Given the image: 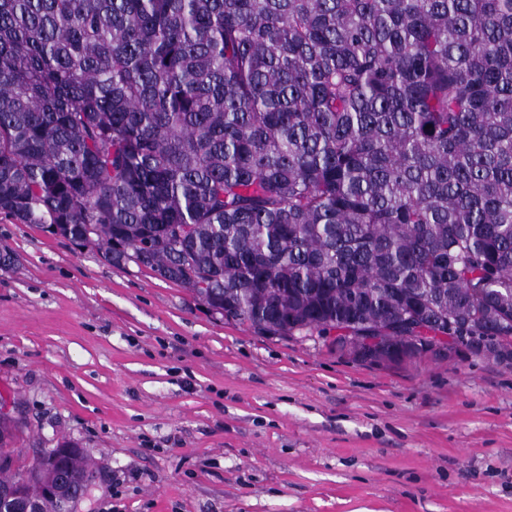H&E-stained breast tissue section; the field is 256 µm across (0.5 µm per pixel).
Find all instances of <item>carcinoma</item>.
Wrapping results in <instances>:
<instances>
[{"instance_id":"carcinoma-1","label":"carcinoma","mask_w":512,"mask_h":512,"mask_svg":"<svg viewBox=\"0 0 512 512\" xmlns=\"http://www.w3.org/2000/svg\"><path fill=\"white\" fill-rule=\"evenodd\" d=\"M0 215L268 336L512 346V0H0ZM0 512H67L77 444Z\"/></svg>"}]
</instances>
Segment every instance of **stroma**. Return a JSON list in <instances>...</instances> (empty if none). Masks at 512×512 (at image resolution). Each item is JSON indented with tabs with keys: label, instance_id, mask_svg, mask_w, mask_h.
Wrapping results in <instances>:
<instances>
[{
	"label": "stroma",
	"instance_id": "1",
	"mask_svg": "<svg viewBox=\"0 0 512 512\" xmlns=\"http://www.w3.org/2000/svg\"><path fill=\"white\" fill-rule=\"evenodd\" d=\"M14 472L73 441L71 512H512V359L400 365L263 336L181 286L0 216Z\"/></svg>",
	"mask_w": 512,
	"mask_h": 512
}]
</instances>
